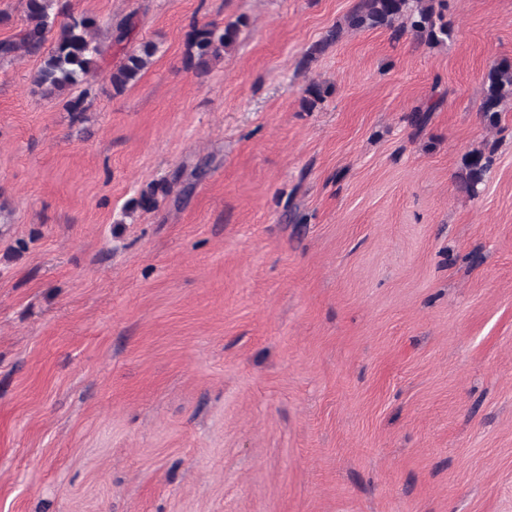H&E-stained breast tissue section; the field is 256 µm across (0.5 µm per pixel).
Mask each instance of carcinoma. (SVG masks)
I'll use <instances>...</instances> for the list:
<instances>
[{"mask_svg":"<svg viewBox=\"0 0 512 512\" xmlns=\"http://www.w3.org/2000/svg\"><path fill=\"white\" fill-rule=\"evenodd\" d=\"M56 0H26L27 27L19 40L0 41V59L11 58L22 51L43 57L33 82L46 97L60 96L78 85L102 53V45L94 37L96 20L86 15L67 14L57 21L61 11L54 10ZM433 0H358L346 17L345 25L353 30L386 28L399 38L405 32L413 33L428 45H436L452 32L451 23L436 24ZM245 21L239 19L222 29L209 25L197 28L188 42L187 60L197 75L207 73L210 61L231 50L238 41ZM55 33L54 45L45 50L50 33ZM341 28L330 30L319 43L307 49L301 58L304 68L324 48L339 38ZM158 47L143 41L126 53L123 62L112 70V89L121 93L134 85L152 65ZM512 97V63L504 60L492 67L485 77V95L482 112L489 121L496 120L502 102ZM323 100L320 85L311 84L302 98L303 107L311 111ZM491 165V158L481 152L470 153L464 161L465 174L461 176L470 193L482 182Z\"/></svg>","mask_w":512,"mask_h":512,"instance_id":"1","label":"carcinoma"}]
</instances>
